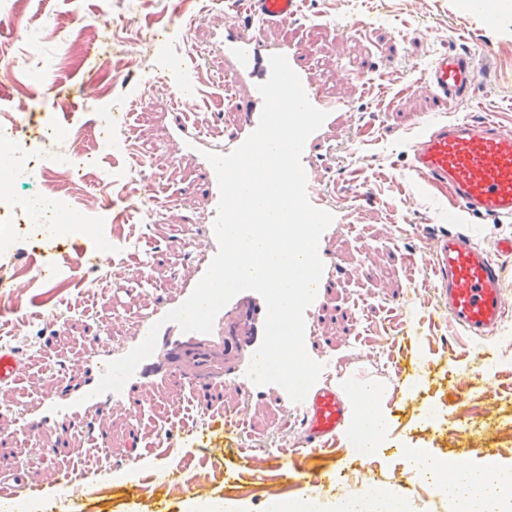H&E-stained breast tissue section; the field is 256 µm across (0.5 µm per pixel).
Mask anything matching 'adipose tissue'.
<instances>
[{
    "instance_id": "obj_1",
    "label": "adipose tissue",
    "mask_w": 512,
    "mask_h": 512,
    "mask_svg": "<svg viewBox=\"0 0 512 512\" xmlns=\"http://www.w3.org/2000/svg\"><path fill=\"white\" fill-rule=\"evenodd\" d=\"M346 397L351 410L348 436L362 453L380 446L389 427L387 396L375 383L350 380ZM409 461L414 473L433 477L443 495L457 512H512V468L489 460L483 465L455 468L447 460L430 455L426 449L413 448ZM271 512H408L403 495L364 489L355 497L324 500L319 497L270 499Z\"/></svg>"
}]
</instances>
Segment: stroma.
Wrapping results in <instances>:
<instances>
[{
    "mask_svg": "<svg viewBox=\"0 0 512 512\" xmlns=\"http://www.w3.org/2000/svg\"><path fill=\"white\" fill-rule=\"evenodd\" d=\"M224 26V0H0V152L28 145L32 167L14 169L5 183L14 197L49 209L45 182L55 155L66 158V197L81 209L93 234L52 233L28 210L0 212V236L10 238L15 275L0 284V341L29 364L25 387L46 392L77 382L87 339L117 349L132 336L140 313L160 292L174 291L188 263L187 249H202V226L211 220L207 191L169 141L170 101L178 82L173 60L194 48L206 51L196 82L200 95L181 98L180 109L214 132L237 115L223 108L224 57L213 36ZM472 49L490 44L480 60V89L472 99L441 111L427 88L433 57L458 36ZM269 41H294L307 50L313 79L348 114L330 136L323 193L349 204L361 182L374 196L359 202L352 226L332 243L340 266L320 310L319 338L333 374L374 378L387 387L390 428L382 447L356 455L345 438L330 451L304 449V432L277 397L246 409L243 436L251 459L236 446L188 423L198 406L180 377L162 391L138 393L136 409L116 406L108 442L98 452L86 434L50 428L35 442L63 448L60 471L98 465L80 488L54 485L47 460L23 459L34 487L28 504L39 512H181L187 498L246 502L266 512L271 496L302 495L295 480L271 467L280 449H293L291 470L313 475L310 488L324 499L382 483L409 496L415 512H448L432 487L414 481L406 451L424 448L476 465L494 459L512 466V323L501 327L495 349L456 335L437 308L432 255L413 225L447 226V210L410 167V147L424 119L453 120L496 114L512 132V27L488 24L458 0H307L302 22L268 30ZM367 73L365 86L352 78ZM61 107L52 108L53 99ZM138 166L166 186L155 216L141 202L146 185L128 176ZM195 221L182 223V206ZM83 258L77 270L61 257ZM417 335L403 349L402 330ZM443 418L425 425L427 405ZM174 429L169 443L136 446L154 427ZM160 467L163 479L118 476L133 459Z\"/></svg>",
    "mask_w": 512,
    "mask_h": 512,
    "instance_id": "1",
    "label": "stroma"
}]
</instances>
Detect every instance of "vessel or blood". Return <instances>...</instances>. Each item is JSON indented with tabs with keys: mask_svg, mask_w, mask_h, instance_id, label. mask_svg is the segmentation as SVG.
<instances>
[{
	"mask_svg": "<svg viewBox=\"0 0 512 512\" xmlns=\"http://www.w3.org/2000/svg\"><path fill=\"white\" fill-rule=\"evenodd\" d=\"M227 19L219 46L224 53L226 100L237 112L238 121L224 137L209 136L190 122L186 113L173 115L170 136L181 159L190 164L204 182L211 204L219 202L215 171L206 152L226 154L234 150L255 130L263 100L259 84L270 75L272 55H285L299 75L311 104L328 111L323 128L307 140L302 165L307 175L310 203L321 210L323 199L319 170L328 157L327 133L340 120L344 107L325 95L310 77L305 50L294 42L272 44L265 36L267 27L296 21L303 14L304 0H225ZM479 78L478 54L467 47L440 53L428 71L438 108L472 97ZM411 148V168L428 184L448 187L456 216L489 218L496 222L512 220V133L503 131L492 118L427 120ZM333 222L322 234L319 254L324 272L317 292L325 294L337 273L335 254L329 243L342 231L349 219L341 210L333 211ZM435 260L434 293L443 305L449 323L469 336H481L499 325L512 305V297L503 288V266L497 257L512 253V237L493 241L491 246L473 244L463 230L443 229L430 236ZM209 248L194 258L190 273L182 278L173 298L153 307L139 320L135 336L117 352L90 356L83 364L81 379L60 394L36 398L31 409L23 411L15 431L0 438V455L18 456V442L34 437L46 427L86 425L88 417L105 419L113 406L131 402L135 393L171 376L186 373L196 393L207 394L218 387L233 388L243 405L262 401L267 394L280 393L275 384L258 386L246 376L252 356L259 347L266 317L263 298L245 291L236 295L217 314L211 333L185 332L164 315L180 306L206 273L218 250L216 238H209ZM160 330L153 354L143 360L120 392L96 394L106 363L114 356H125L146 337L152 325ZM24 377L22 358L10 346L0 344V386L14 389ZM300 419L305 442L311 447H325L330 438L344 429L349 418L345 394L322 372L305 400L292 404Z\"/></svg>",
	"mask_w": 512,
	"mask_h": 512,
	"instance_id": "b4317fda",
	"label": "vessel or blood"
}]
</instances>
